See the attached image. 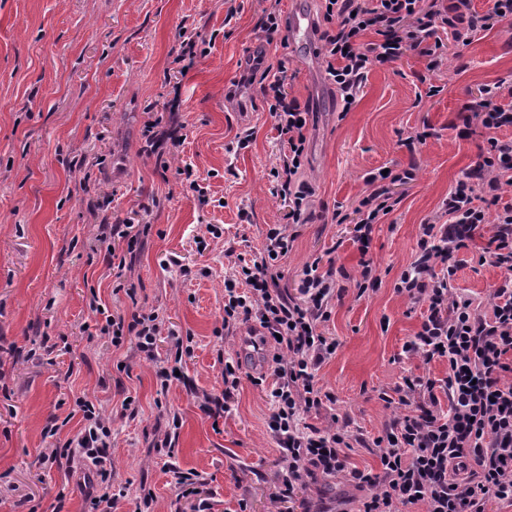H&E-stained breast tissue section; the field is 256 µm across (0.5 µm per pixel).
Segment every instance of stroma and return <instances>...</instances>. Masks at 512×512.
Instances as JSON below:
<instances>
[{
    "mask_svg": "<svg viewBox=\"0 0 512 512\" xmlns=\"http://www.w3.org/2000/svg\"><path fill=\"white\" fill-rule=\"evenodd\" d=\"M283 19L302 10L320 15L319 0H0V512H83L84 499L67 464L47 461L55 439L82 426L76 397L97 398L112 412V476L124 491L117 512H140L142 487L156 496L154 512H195L179 498L172 469L198 472L211 512H301L310 505L343 506L358 492L343 478H318L299 488L296 502H273L280 449L267 420L272 403L253 380L271 375L273 348L247 353L248 325L224 329V278L231 255L252 258L268 225L286 209L273 196L279 136L259 81L255 56L284 65L286 91L309 103L307 156L299 179L311 190L306 224L281 261L283 283L296 288L307 262H333L347 274L321 331L340 346L315 373L335 403L310 413L323 428L349 418L364 438L382 433L393 411L378 397L409 374L444 378L443 361L401 357L421 315L394 290L412 262L419 226L434 218L456 181L478 161L482 132L457 138L449 124L483 85L512 81V20L478 32L466 46L448 41L436 70L410 50L373 68L350 111L332 93L315 46L267 43L266 10ZM192 24L204 52L181 72V22ZM182 101L186 139L171 166L191 163L210 185L201 203L176 178H162L145 151L146 121L160 118L172 97ZM436 129L426 144L405 140L423 126ZM250 128L247 149L228 152L237 132ZM416 166L414 181L393 185L398 199L377 225L368 253L382 279L358 296L353 283L360 253L352 214L370 187L369 173ZM107 204L112 223L151 230L133 270L136 301L115 293L117 280L96 240L95 205ZM220 238L200 250L207 225ZM484 239L459 251L454 286L486 300L500 272L478 264ZM108 309L157 310L165 320L155 360L133 345L81 332L94 323L91 302ZM192 335L183 381L159 393L155 361L169 355L173 335ZM55 344L46 355L43 343ZM241 365V384L219 419L202 410L204 396L224 390L223 363ZM136 416L125 415L124 395ZM182 419L170 430L168 412ZM64 419L57 438L45 436L50 418ZM170 435L171 449L156 447Z\"/></svg>",
    "mask_w": 512,
    "mask_h": 512,
    "instance_id": "35a3bbf8",
    "label": "stroma"
}]
</instances>
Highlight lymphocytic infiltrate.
I'll use <instances>...</instances> for the list:
<instances>
[{"label": "lymphocytic infiltrate", "mask_w": 512, "mask_h": 512, "mask_svg": "<svg viewBox=\"0 0 512 512\" xmlns=\"http://www.w3.org/2000/svg\"><path fill=\"white\" fill-rule=\"evenodd\" d=\"M472 0H322L325 28L320 53L325 74L341 96H358L374 66H382L415 49L427 57L428 69L440 65L445 51L442 36L470 44L492 18H511L512 0H494L491 14L473 12ZM262 94L275 120L282 145L281 163L272 172L273 193L288 205L287 221L269 225L262 249L250 262L236 264L224 280V324L252 323L263 340L276 341L275 385L270 391L272 413L268 428L280 448L282 471L271 493L273 501L292 500L299 485L317 476L343 475L362 491L358 512H405L422 504L426 512H488L490 503L512 504V205L500 206L512 187V139L499 130L512 128V102L504 100V84L484 85L458 115L459 138L482 129L486 145L480 159L443 199V219L420 225L418 251L398 275L394 289L421 310L417 332L403 344L401 354L424 363L441 360L448 374L441 379L404 376L393 392H380L398 413L372 441L379 450V472L348 467L343 455L353 434L347 424L325 428L306 424L308 413L334 403V396L315 380L316 370L335 355L339 343L319 326L329 320L331 301L340 290L333 270L307 263L290 297L281 288L278 261L296 239L289 225L308 220L310 191L298 183L305 162L310 112L285 88L284 66L265 67ZM171 99L168 126L156 130L147 123L148 154L164 157L184 140ZM415 176L413 169L373 173L371 187L356 209L353 240L368 250L374 224L387 216L395 202L389 186ZM491 228L479 263L500 271L486 302L459 294L453 279L455 255L467 248L484 228ZM150 231L146 224H115L101 219L96 239L107 244L106 266L124 282L128 298L137 288L127 276L139 247ZM126 242L123 253L110 248L112 240ZM103 321L100 335L113 346L133 343L154 359L156 340L164 326L157 311L125 313L95 306ZM81 429L50 449L53 461L81 460L88 512H113L121 498L112 487V419L99 400L76 398Z\"/></svg>", "instance_id": "lymphocytic-infiltrate-1"}]
</instances>
